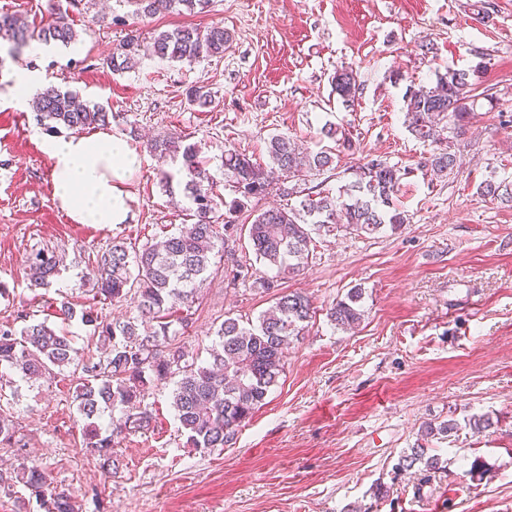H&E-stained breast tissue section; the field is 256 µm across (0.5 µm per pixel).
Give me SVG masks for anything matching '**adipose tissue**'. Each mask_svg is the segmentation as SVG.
I'll list each match as a JSON object with an SVG mask.
<instances>
[{"label": "adipose tissue", "mask_w": 512, "mask_h": 512, "mask_svg": "<svg viewBox=\"0 0 512 512\" xmlns=\"http://www.w3.org/2000/svg\"><path fill=\"white\" fill-rule=\"evenodd\" d=\"M40 149L51 162L54 198L76 224L128 222V178L138 169L137 154L109 130L91 135L45 136Z\"/></svg>", "instance_id": "ef3b65f1"}]
</instances>
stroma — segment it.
<instances>
[{
    "label": "stroma",
    "instance_id": "stroma-1",
    "mask_svg": "<svg viewBox=\"0 0 512 512\" xmlns=\"http://www.w3.org/2000/svg\"><path fill=\"white\" fill-rule=\"evenodd\" d=\"M476 0H212L208 13L134 16L129 0H0V11L40 21L67 12L79 34L73 49L33 56L0 54V91L14 64L44 72L47 84L78 91L112 112L110 127L140 158L126 182L132 218L112 226L75 224L54 198L43 133L32 108L0 104V323L22 315L49 317L69 299L108 319H127L129 305L100 302L91 270L113 239L136 245L189 223L160 184L162 163L148 139L180 133L198 143L217 180L221 157L234 149L267 162L266 142L284 132L307 151L333 148L328 122L345 130L352 149L334 171L308 172L298 189L337 193L368 154L406 169L397 195L410 222L376 235L316 240L299 275H257L281 290L311 297L315 319L291 344L284 371L235 443L211 451L186 447L171 405V385L150 390L155 416L144 434L119 436L121 467L106 476L82 447L68 374L5 386L25 436L22 448L0 447V469L44 468L73 493L79 512H512V208L476 193L486 179L512 181V0H493L490 20L477 21ZM106 15L103 25L92 19ZM223 23L231 37L223 57L182 64L142 57L112 73L102 60L127 34L150 40L182 25ZM436 51L425 56L421 43ZM485 70H478V63ZM477 70L479 99L468 124L451 134L454 174L423 168L434 146L403 124L408 84H430L446 69ZM357 73L361 94L346 109L331 92L337 70ZM207 88L211 106L189 103L191 87ZM64 251L49 289L31 287L26 258ZM363 290L355 329L330 324L326 311L350 288ZM201 303L174 340L207 361L225 314L256 320L273 292L212 273ZM492 418L475 433L467 421ZM456 420L451 436L432 438L431 453L448 466L427 484L395 473L399 455L426 424ZM486 474L474 481L473 462ZM384 496H377V487Z\"/></svg>",
    "mask_w": 512,
    "mask_h": 512
}]
</instances>
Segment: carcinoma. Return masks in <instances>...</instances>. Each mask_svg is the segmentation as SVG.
<instances>
[{"label": "carcinoma", "instance_id": "cac0c4a2", "mask_svg": "<svg viewBox=\"0 0 512 512\" xmlns=\"http://www.w3.org/2000/svg\"><path fill=\"white\" fill-rule=\"evenodd\" d=\"M136 12L154 15L163 11L208 12L210 0H130ZM78 34L67 16L58 14L51 22L29 24L15 14L0 12V38L20 51L30 43L77 40ZM230 41L224 26H183L154 34L149 46L136 35L126 37L113 48L104 64L113 73L133 67L141 52L172 62H194L201 58L222 57ZM345 108L358 99L360 84L353 71H336L331 80ZM475 82L465 70L448 69L434 84L409 85L405 92L404 124L422 142L443 145L423 161L434 175L446 177L456 166V155L448 146V124L460 127L468 122L475 103ZM37 120L53 132L59 126L85 131L106 126L112 114L95 104L79 100L77 93L50 85L38 93L33 103ZM153 153L180 162L175 181L163 173L160 183L170 192L183 187L189 199L194 222L177 232L139 248L126 241L113 240L112 246L97 256L93 277L95 294L109 304L129 302L136 315L124 321H111L94 309L76 312L71 303H56L55 317L61 326L48 320H27L21 329L10 322L0 324V369L25 380L49 379L55 370L72 371L73 402L82 422V447L100 460L106 470H119L114 455V437L142 434L150 430L153 412L145 405L149 389L174 380L172 406L186 444L197 450L223 448L233 443L240 427L263 405L270 387L284 369V358L292 340L298 338L314 314L311 300L298 292H284L262 312L256 322L241 323L225 317L216 328L207 363H197L184 348L165 347L178 330L189 323L187 312L198 300L212 268L224 261L225 242L247 235L255 259L278 273L295 274L309 263L314 237L344 234L375 235L386 229H400L409 222L405 212L394 204L407 172L380 157H367L357 166L355 180L340 187L338 194L318 191L303 195L298 204L252 209L253 221L242 227L236 213L261 201L271 190L288 198L297 193L288 179L303 170L317 172L336 168L327 151L315 154L299 150L284 133L270 137L268 164L252 160L235 150L224 154V178L234 188L235 197L224 202V222L217 209L214 180L200 159L197 143L174 133L158 135L147 143ZM483 198L512 207V182L486 179L478 185ZM31 285L49 288L59 274L62 260L41 249L27 257ZM232 280L250 283V288L269 291L275 282L254 276L252 265L237 260L231 265ZM362 289L354 287L329 308L327 316L336 328L352 329L364 317ZM93 327L98 353L83 356L74 348L67 326L75 317ZM110 413L107 426L99 424ZM457 431L455 420L424 427L423 436H449ZM10 409L0 403V447L23 448ZM418 469L420 481L443 469V461L431 455L423 444L400 455L395 470ZM22 485L42 502L45 512H79L75 496L50 486L44 470L21 463L10 472L0 473V491L11 492Z\"/></svg>", "mask_w": 512, "mask_h": 512}]
</instances>
